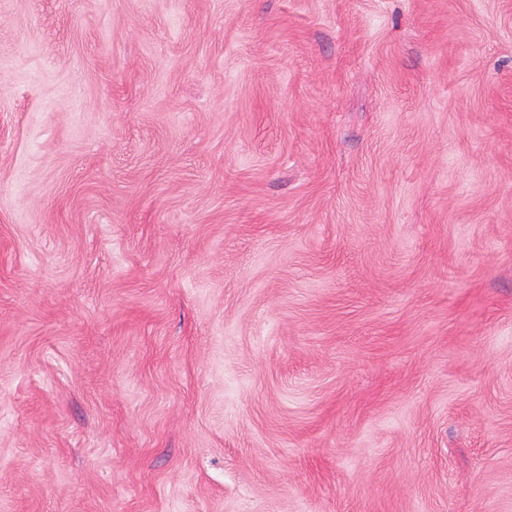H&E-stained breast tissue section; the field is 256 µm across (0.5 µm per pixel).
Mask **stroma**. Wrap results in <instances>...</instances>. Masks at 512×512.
Wrapping results in <instances>:
<instances>
[{"label": "stroma", "instance_id": "obj_1", "mask_svg": "<svg viewBox=\"0 0 512 512\" xmlns=\"http://www.w3.org/2000/svg\"><path fill=\"white\" fill-rule=\"evenodd\" d=\"M0 512H512V0H0Z\"/></svg>", "mask_w": 512, "mask_h": 512}]
</instances>
